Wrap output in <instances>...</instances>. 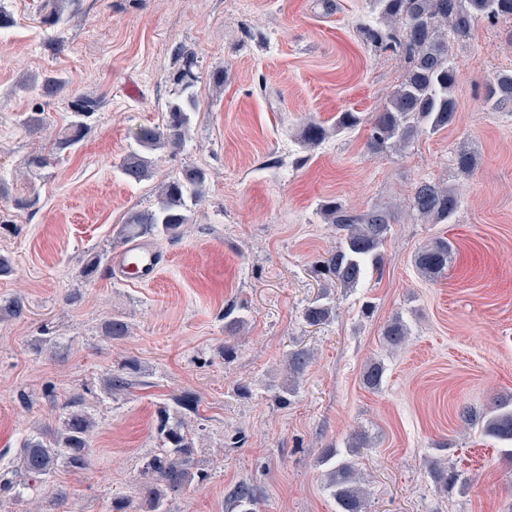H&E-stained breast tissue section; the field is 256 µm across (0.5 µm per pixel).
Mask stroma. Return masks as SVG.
<instances>
[{
  "instance_id": "1",
  "label": "stroma",
  "mask_w": 512,
  "mask_h": 512,
  "mask_svg": "<svg viewBox=\"0 0 512 512\" xmlns=\"http://www.w3.org/2000/svg\"><path fill=\"white\" fill-rule=\"evenodd\" d=\"M47 4L0 0L11 16L0 27V254L14 266L0 297L22 306L0 313V468L32 430L58 427L65 396L83 394L98 423L94 460L58 473L62 512H108L112 498L134 494L161 410L190 395L195 460L208 477L169 512H234L230 492L242 482L256 512H336L318 457L357 432L367 438L356 458L364 512H512V458L459 417L512 396V113L485 100L489 81L512 70V23L479 21L453 45V126L376 154L366 125L333 130L339 113L378 111L404 75L400 57L361 33L381 25L372 0H78L55 26ZM182 47L194 54L199 112L181 149L155 153L153 179L128 182L119 162L139 129L165 124ZM47 75L67 80L63 94L23 90V79ZM77 96L99 102L86 136L31 170ZM30 115L39 129L21 126ZM310 116L333 133L307 150ZM462 149L478 157L469 176L456 169ZM191 165L208 175L205 198L177 240L156 239L168 261L155 282L123 283L108 258L125 245L127 217L155 208L159 180ZM425 180L456 191L451 223L409 213ZM27 196L36 204L15 209ZM326 200L397 219L381 271L336 293L335 316L311 326L304 311L323 283L314 266L339 242L320 213ZM437 238L455 252L429 280L414 256ZM99 253L105 263L83 277ZM228 312L242 321L232 336ZM115 316L130 327L119 340L105 333ZM396 317L411 335L393 349L382 331ZM47 332L57 342L40 347ZM301 349L309 362L289 374L286 356ZM374 361L386 368L377 391L362 382ZM113 373L128 385L102 395ZM434 459L458 472L452 490L430 478Z\"/></svg>"
}]
</instances>
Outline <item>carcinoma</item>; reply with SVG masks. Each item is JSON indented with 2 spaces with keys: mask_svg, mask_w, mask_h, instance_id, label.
Segmentation results:
<instances>
[{
  "mask_svg": "<svg viewBox=\"0 0 512 512\" xmlns=\"http://www.w3.org/2000/svg\"><path fill=\"white\" fill-rule=\"evenodd\" d=\"M385 28H363L366 39L383 45L401 56L407 65L406 76L389 95L386 103L370 118L368 145L375 152L401 148L424 134H435L456 122L458 102L455 95L457 74L451 63L449 46L468 40L476 24L485 19L490 23L512 20V0H376ZM76 0H53L52 23L67 18ZM187 63L180 74L181 88L176 100L168 105V118L163 127L142 128L136 141L142 151H131L123 157L119 168L127 181L140 183L151 176L152 161L146 152L157 149L176 151L183 146L197 111L193 91L196 76L192 72L193 53L182 51ZM67 82L59 77H47L28 88L48 97L60 95ZM486 100L498 109L512 105V71L501 72L488 85ZM98 102L79 97L72 102L73 118L68 132L58 140L60 150L77 145L86 133L85 119L92 116ZM328 136L327 128L317 119L306 121L302 132L303 146L315 148ZM457 170L473 172L477 156L460 151L455 158ZM207 174L196 167H187L179 175L166 181L160 190L157 206L152 210L133 212L126 221L123 233L133 236L179 238L182 227L190 221L188 202L205 197ZM459 206L458 196L448 187L434 181H421L412 191L410 209L430 224H448ZM320 213L327 223L336 227L340 242L328 258L319 265L327 277V288L348 290L357 287L369 269L381 266V248L385 242L394 214L383 207L364 210L348 208L335 200L321 204ZM454 251L446 239H436L421 248L414 258L418 272L435 279L448 268V259ZM327 290L321 292L304 311L307 324L326 323L333 314ZM409 335L405 321L396 317L383 330L387 345L399 347ZM384 366L371 363L363 376L364 385L378 390L383 384ZM178 409L163 410L157 428L159 448L143 464L140 471L142 493L140 503L127 497H115L111 512H169L168 502L205 474L195 463V441L183 411L196 409L197 401L189 396L175 399ZM464 422L480 429L482 436L506 446L512 456V397L500 398L494 413L480 416L467 407L462 409ZM60 425L51 430H37L20 444L16 464L0 473V492L9 500L21 503L31 484L50 486L52 491L41 512H59L67 492L55 483L61 470L80 471L93 463L91 438L97 428L96 420L85 410L84 398L72 394L60 405ZM362 445V437L354 435L346 452L328 449L320 463L325 471L326 487L336 502V512H362L364 492L356 479L353 449ZM430 477L439 486L451 488L458 475L438 463L430 465ZM257 495L247 484L237 486L233 503L237 512H255Z\"/></svg>",
  "mask_w": 512,
  "mask_h": 512,
  "instance_id": "1",
  "label": "carcinoma"
}]
</instances>
